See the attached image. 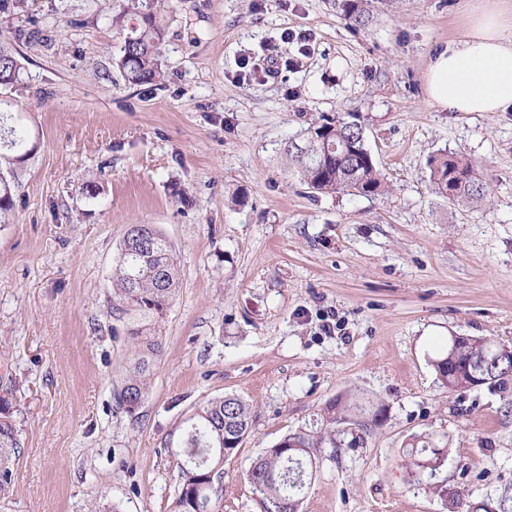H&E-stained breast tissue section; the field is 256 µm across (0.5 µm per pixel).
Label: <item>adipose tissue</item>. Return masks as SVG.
<instances>
[{"instance_id":"ef3b65f1","label":"adipose tissue","mask_w":512,"mask_h":512,"mask_svg":"<svg viewBox=\"0 0 512 512\" xmlns=\"http://www.w3.org/2000/svg\"><path fill=\"white\" fill-rule=\"evenodd\" d=\"M512 26L506 0H477L468 36L445 48L425 73L430 102L451 112H501L512 108Z\"/></svg>"}]
</instances>
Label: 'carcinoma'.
<instances>
[{"label":"carcinoma","instance_id":"carcinoma-1","mask_svg":"<svg viewBox=\"0 0 512 512\" xmlns=\"http://www.w3.org/2000/svg\"><path fill=\"white\" fill-rule=\"evenodd\" d=\"M360 0H344L345 19L353 28L363 25L364 11ZM163 28L157 13L141 12L138 25L124 37L117 65L131 84L162 81L165 73L160 62ZM19 80L15 57L0 50V86L9 87ZM364 135L360 121L344 115L321 117L301 131L302 144L287 149L293 172L316 195L336 193L375 195L384 186V178L373 156L336 154L334 146L341 141ZM430 181L436 194L453 202L474 207L484 201L488 186L475 172V164L466 156L446 152L429 161ZM180 288V269L173 249L152 224L128 225L116 258L112 277L110 312L129 314L132 321L128 335L135 359L119 395L120 404L128 414L143 401L150 379L153 358L160 352L159 323ZM446 348L433 360L441 385L450 391L471 388L472 379L481 376L492 380L506 404L512 403V387L502 380H493L500 369L512 363L500 355V345L485 338H473L469 347L448 359ZM9 393L0 394V496L9 492L12 483L10 463L18 449L17 431L12 423ZM344 409L336 402L325 406L322 424L316 429L302 428L286 435L259 457L249 472L250 483L266 500V512H298V503L306 487L309 469L313 468L312 449L336 440V424L347 420ZM366 418L355 421L368 433L381 424L384 408L370 411L360 407ZM252 407L242 398L226 395L197 408L187 420L177 442L179 485L173 512H215L218 490L210 482V473L221 467L226 448L235 451L252 426ZM442 438L433 434L418 437L411 443L412 465L435 470Z\"/></svg>","mask_w":512,"mask_h":512}]
</instances>
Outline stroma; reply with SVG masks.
<instances>
[{"label": "stroma", "instance_id": "stroma-1", "mask_svg": "<svg viewBox=\"0 0 512 512\" xmlns=\"http://www.w3.org/2000/svg\"><path fill=\"white\" fill-rule=\"evenodd\" d=\"M127 2L0 0L21 66L0 110L32 147L0 170V385L20 442L0 512H172L182 423L229 393L254 417L219 512H266L249 470L334 400L386 420L315 449L298 512H512V412L432 366L455 334L512 347V109L451 112L424 85L473 0H363L357 29L340 0H163L167 78L139 85L116 65ZM347 113L385 190L313 196L284 147ZM443 151L477 162L484 204L432 192ZM131 224L170 242L181 287L129 415L127 320L107 307ZM428 432L448 437L442 464L410 469Z\"/></svg>", "mask_w": 512, "mask_h": 512}]
</instances>
